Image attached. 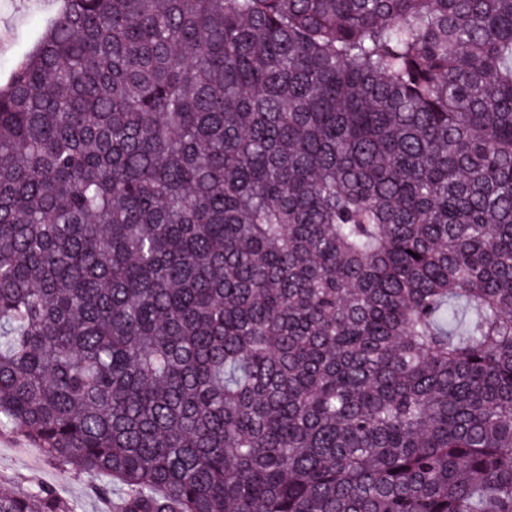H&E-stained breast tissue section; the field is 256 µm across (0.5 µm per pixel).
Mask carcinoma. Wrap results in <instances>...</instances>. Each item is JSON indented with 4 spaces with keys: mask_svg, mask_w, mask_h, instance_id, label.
I'll return each instance as SVG.
<instances>
[{
    "mask_svg": "<svg viewBox=\"0 0 512 512\" xmlns=\"http://www.w3.org/2000/svg\"><path fill=\"white\" fill-rule=\"evenodd\" d=\"M2 426L111 512H512V0H62L0 84Z\"/></svg>",
    "mask_w": 512,
    "mask_h": 512,
    "instance_id": "obj_1",
    "label": "carcinoma"
}]
</instances>
